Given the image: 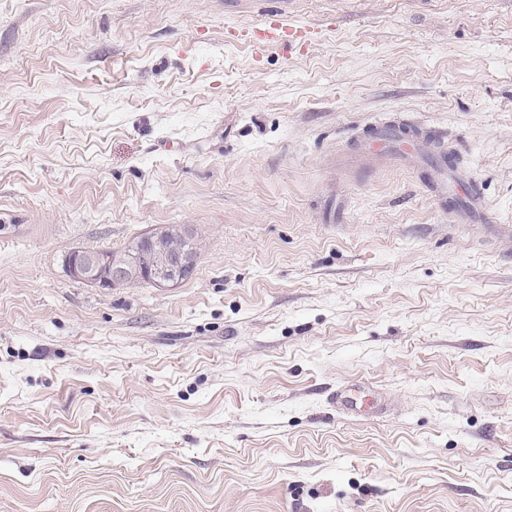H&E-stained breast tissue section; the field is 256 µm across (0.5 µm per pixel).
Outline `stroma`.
Listing matches in <instances>:
<instances>
[{"label": "stroma", "mask_w": 512, "mask_h": 512, "mask_svg": "<svg viewBox=\"0 0 512 512\" xmlns=\"http://www.w3.org/2000/svg\"><path fill=\"white\" fill-rule=\"evenodd\" d=\"M510 228L512 0H0V512H512ZM316 37L317 33L310 28L286 26L279 11H270L262 28L258 30L233 29L224 33V40L228 43L250 41L256 44L278 45L288 54L304 52L314 43ZM186 230L167 232L149 237L138 252L125 260H116L92 248H79L69 253L68 275L80 282L98 288H112L117 283H132L141 274L142 260H153V283L181 279L194 263L195 248ZM185 250L181 248L184 242ZM336 403L351 414L370 412L376 407L374 399H363L362 397L354 394L352 390L336 392Z\"/></svg>", "instance_id": "1"}]
</instances>
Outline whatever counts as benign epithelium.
I'll list each match as a JSON object with an SVG mask.
<instances>
[{
	"label": "benign epithelium",
	"mask_w": 512,
	"mask_h": 512,
	"mask_svg": "<svg viewBox=\"0 0 512 512\" xmlns=\"http://www.w3.org/2000/svg\"><path fill=\"white\" fill-rule=\"evenodd\" d=\"M188 239L187 231L167 232L148 238L138 252L125 260H117L99 250L79 248L70 252L68 275L98 288H110L117 283H130L141 274L144 262H153L152 282L178 280L194 263L181 243Z\"/></svg>",
	"instance_id": "7a95c632"
}]
</instances>
